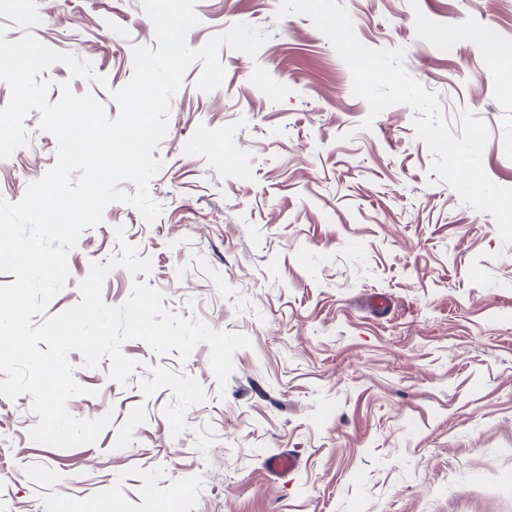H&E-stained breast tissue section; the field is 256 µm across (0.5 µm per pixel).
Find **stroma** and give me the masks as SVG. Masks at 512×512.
<instances>
[{
    "mask_svg": "<svg viewBox=\"0 0 512 512\" xmlns=\"http://www.w3.org/2000/svg\"><path fill=\"white\" fill-rule=\"evenodd\" d=\"M357 38L405 50L404 65L438 94L453 134L462 110L490 138L483 165L512 187V0H338ZM279 0H197L189 47L237 23L268 32L256 57L222 47V85L198 89L201 63L172 99L149 185L161 206L147 222L113 203L69 255L70 277L44 316L80 301L92 263L119 255L123 228L152 261L149 285L173 313L247 336L219 383L209 347L186 362L139 340L137 367L110 379L87 368L80 419L109 416L89 445L34 442L31 395L0 397V512H72L107 502L119 512H512V245L493 218L430 182L431 154L405 105L369 113L330 41L303 15L276 18ZM33 34L89 60L119 88L133 50L155 47L141 0H37ZM264 67L289 87L271 101L250 81ZM25 120L28 145L0 160V197L15 202L54 164L55 138ZM239 140L240 157L225 154ZM391 301L385 314L372 293ZM183 370L205 400L172 435L170 389L144 396L155 366ZM282 450L300 465L265 468Z\"/></svg>",
    "mask_w": 512,
    "mask_h": 512,
    "instance_id": "stroma-1",
    "label": "stroma"
}]
</instances>
